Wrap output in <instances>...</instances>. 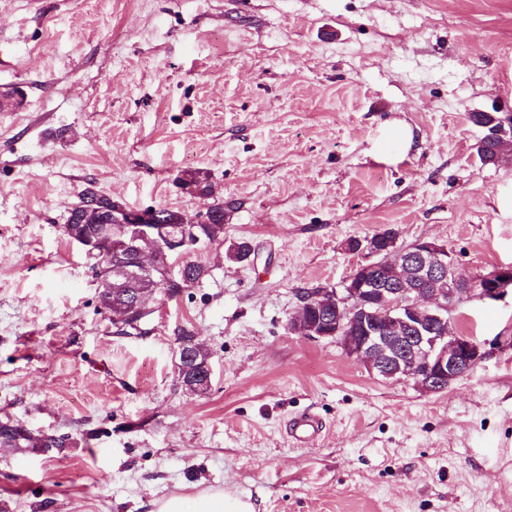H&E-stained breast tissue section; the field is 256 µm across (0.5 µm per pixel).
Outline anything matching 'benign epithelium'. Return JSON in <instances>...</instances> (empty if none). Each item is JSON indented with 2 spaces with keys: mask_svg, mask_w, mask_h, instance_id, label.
Segmentation results:
<instances>
[{
  "mask_svg": "<svg viewBox=\"0 0 512 512\" xmlns=\"http://www.w3.org/2000/svg\"><path fill=\"white\" fill-rule=\"evenodd\" d=\"M81 207L82 223L117 224L130 232L112 237L113 252H134L131 262L116 273L122 283L147 282L155 275L156 261L140 258V243L153 244L155 252L166 257H179L196 246L189 233L174 234L159 223L153 207L118 203L107 209L89 200ZM351 248L372 260L358 265L339 289L315 288L300 295L298 312L324 302L336 315L327 314L304 328L295 317L291 329L311 339H332L371 374L411 380L425 391L446 389L470 375L486 352L476 339L453 330L450 312L471 296L502 297L512 286V266L472 279L448 258L446 245L422 238L399 247L383 242L379 235L355 240ZM400 263L414 278V287L387 275V268ZM152 312L141 297H135L128 310L135 330H141Z\"/></svg>",
  "mask_w": 512,
  "mask_h": 512,
  "instance_id": "7a95c632",
  "label": "benign epithelium"
}]
</instances>
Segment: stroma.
Instances as JSON below:
<instances>
[{
    "instance_id": "35a3bbf8",
    "label": "stroma",
    "mask_w": 512,
    "mask_h": 512,
    "mask_svg": "<svg viewBox=\"0 0 512 512\" xmlns=\"http://www.w3.org/2000/svg\"><path fill=\"white\" fill-rule=\"evenodd\" d=\"M512 114V0H0V419L66 434L0 447V512H154L215 488L255 512H512V290L452 311L486 358L439 392L289 329L349 241L512 264V159L470 113ZM231 202L208 274L117 332L61 227L87 184L187 215ZM245 243L247 259H229ZM210 354L177 381L174 330ZM316 414L311 445L290 419ZM486 136L477 145V155L482 162L497 164L503 156L511 153L512 135L506 138L497 137L495 140L489 141H485ZM322 430V422L309 413L294 417L288 424V435L295 443L302 446L310 445L320 436Z\"/></svg>"
}]
</instances>
